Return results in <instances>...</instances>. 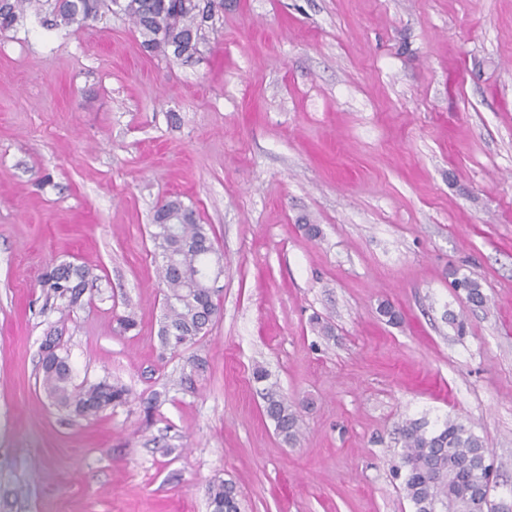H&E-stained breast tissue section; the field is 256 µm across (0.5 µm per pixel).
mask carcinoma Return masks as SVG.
<instances>
[{
	"label": "carcinoma",
	"instance_id": "cac0c4a2",
	"mask_svg": "<svg viewBox=\"0 0 512 512\" xmlns=\"http://www.w3.org/2000/svg\"><path fill=\"white\" fill-rule=\"evenodd\" d=\"M118 2L122 14L151 51L168 52L188 61L200 52L213 28L216 9L224 0H0V29L10 30L29 8L47 11L55 25L76 32L98 18L107 2ZM150 233L161 262L157 265L163 299L168 303L159 340L164 349L177 353L205 337L220 315L222 290L211 287L206 271L211 266L214 246L210 228L197 221L196 211L179 196L163 201L156 209ZM89 271L71 262L60 263L45 273L42 286L53 296L78 304L85 292ZM454 288L475 306L487 303L478 280L457 278ZM42 388L56 406L77 417L90 418L127 401L129 390L107 380L73 385L68 356L41 362ZM262 389L264 413L278 435L293 447L301 438L299 414L269 374L255 367ZM403 452L396 475L402 478L405 497L415 512H512V505L491 503L489 450L484 441L458 418L448 417L431 427L425 419L408 420L399 428ZM209 512H240L238 491L233 482L222 480L208 487Z\"/></svg>",
	"mask_w": 512,
	"mask_h": 512
}]
</instances>
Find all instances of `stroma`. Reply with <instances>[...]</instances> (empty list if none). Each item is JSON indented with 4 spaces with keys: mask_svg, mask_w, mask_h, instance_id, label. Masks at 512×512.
Listing matches in <instances>:
<instances>
[{
    "mask_svg": "<svg viewBox=\"0 0 512 512\" xmlns=\"http://www.w3.org/2000/svg\"><path fill=\"white\" fill-rule=\"evenodd\" d=\"M172 195L224 256L221 317L175 354L149 237ZM60 262L92 272L78 306L42 291ZM49 332L127 402L51 405ZM450 416L512 499V0H224L186 63L109 11L0 32V512H208L218 479L241 512H414L397 429ZM454 288L465 295V300L475 306H484L487 303V295L483 292L478 280L469 276L456 278ZM253 377L256 382H268L269 374L261 366L255 367ZM264 413L274 423L278 435L288 446H295L301 438L299 414L294 403L284 396L276 383H267L262 389Z\"/></svg>",
    "mask_w": 512,
    "mask_h": 512,
    "instance_id": "35a3bbf8",
    "label": "stroma"
}]
</instances>
